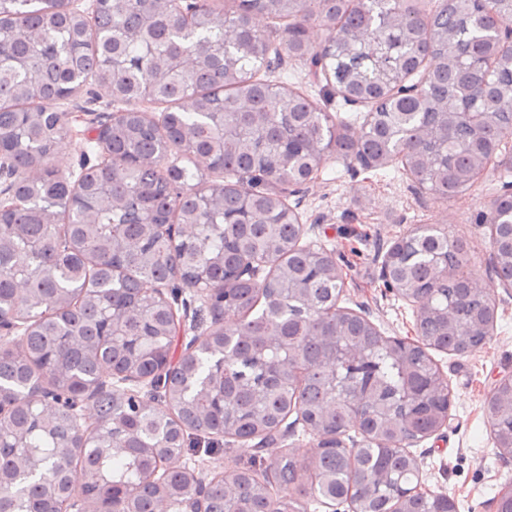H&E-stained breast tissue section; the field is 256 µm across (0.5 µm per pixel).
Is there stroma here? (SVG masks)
<instances>
[{"label":"stroma","mask_w":512,"mask_h":512,"mask_svg":"<svg viewBox=\"0 0 512 512\" xmlns=\"http://www.w3.org/2000/svg\"><path fill=\"white\" fill-rule=\"evenodd\" d=\"M257 76L304 94L333 120L345 122L351 136L361 133L368 106L325 95L309 59L286 55L281 66L260 67ZM118 108L92 79L77 95L57 103V111L86 115L85 121L73 123L71 136L53 157L69 181L80 175L81 155L100 157L96 127L108 123ZM504 187V179L492 170L465 192L443 200L420 190L401 164L366 171L330 152L315 181L286 198L305 228L301 245H320L333 252L344 271L339 307L364 316L384 336L406 338L415 330L414 309L385 291L380 271L393 242L419 225L462 239L468 271L490 286L495 319L487 343L462 356L430 352L451 393L447 426L408 447L419 465L422 485L453 498L458 512H493L501 489L512 484V460L496 449L487 405L497 381L512 374V289L495 272L491 228L484 221ZM252 456L249 443L227 437L214 453H187L178 463L210 478L248 465Z\"/></svg>","instance_id":"obj_1"}]
</instances>
